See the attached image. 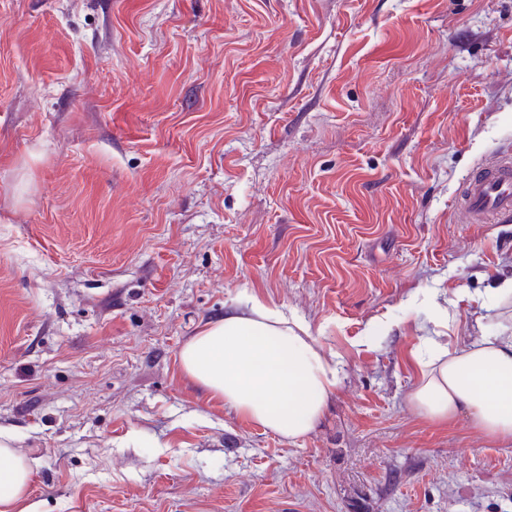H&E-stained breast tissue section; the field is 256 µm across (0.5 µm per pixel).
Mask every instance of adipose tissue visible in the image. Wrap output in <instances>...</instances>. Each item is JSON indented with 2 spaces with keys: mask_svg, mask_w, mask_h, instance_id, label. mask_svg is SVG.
I'll list each match as a JSON object with an SVG mask.
<instances>
[{
  "mask_svg": "<svg viewBox=\"0 0 512 512\" xmlns=\"http://www.w3.org/2000/svg\"><path fill=\"white\" fill-rule=\"evenodd\" d=\"M512 277L482 299L488 321L476 336L422 337L414 353L410 406L429 424L467 417L486 436L512 442ZM182 371L240 416L280 437L303 438L341 386L343 361L325 352L306 322L252 293L238 310L207 323L179 352ZM36 458L0 433V512H37Z\"/></svg>",
  "mask_w": 512,
  "mask_h": 512,
  "instance_id": "adipose-tissue-1",
  "label": "adipose tissue"
}]
</instances>
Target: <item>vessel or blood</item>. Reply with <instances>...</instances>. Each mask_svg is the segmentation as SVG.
I'll return each instance as SVG.
<instances>
[{"mask_svg":"<svg viewBox=\"0 0 512 512\" xmlns=\"http://www.w3.org/2000/svg\"><path fill=\"white\" fill-rule=\"evenodd\" d=\"M455 207L468 223L492 224L512 216V151L496 154L462 182Z\"/></svg>","mask_w":512,"mask_h":512,"instance_id":"b4317fda","label":"vessel or blood"}]
</instances>
